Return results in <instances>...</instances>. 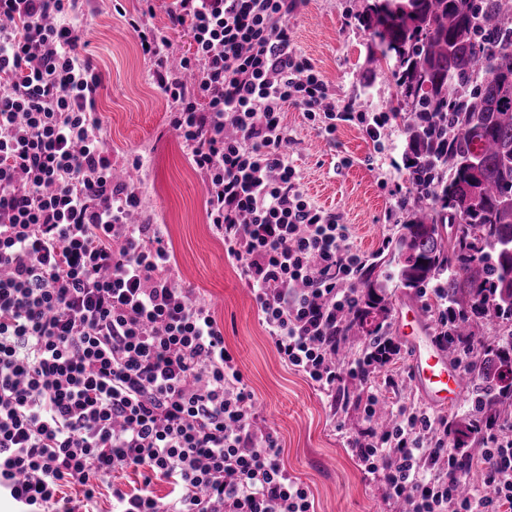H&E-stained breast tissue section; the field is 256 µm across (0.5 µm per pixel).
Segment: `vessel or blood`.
<instances>
[{"label":"vessel or blood","instance_id":"obj_1","mask_svg":"<svg viewBox=\"0 0 512 512\" xmlns=\"http://www.w3.org/2000/svg\"><path fill=\"white\" fill-rule=\"evenodd\" d=\"M426 331L427 322L420 306H407L400 335L412 350V382L433 406L449 407L458 400L465 378Z\"/></svg>","mask_w":512,"mask_h":512}]
</instances>
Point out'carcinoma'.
Masks as SVG:
<instances>
[{
	"mask_svg": "<svg viewBox=\"0 0 512 512\" xmlns=\"http://www.w3.org/2000/svg\"><path fill=\"white\" fill-rule=\"evenodd\" d=\"M348 20L378 39L368 64L394 61V112L406 134L408 196L394 250L404 288L448 277V359L464 361L473 386L463 422L449 433L482 441L512 415V340L465 352L479 323L512 327V0H351ZM456 233L444 236L446 225ZM362 272L359 308L341 327L382 335L389 297Z\"/></svg>",
	"mask_w": 512,
	"mask_h": 512,
	"instance_id": "obj_1",
	"label": "carcinoma"
}]
</instances>
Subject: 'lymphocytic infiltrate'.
<instances>
[{"label": "lymphocytic infiltrate", "instance_id": "f902f5d3", "mask_svg": "<svg viewBox=\"0 0 512 512\" xmlns=\"http://www.w3.org/2000/svg\"><path fill=\"white\" fill-rule=\"evenodd\" d=\"M303 4L175 0L169 29L148 24L150 5L127 23L281 361L327 398L351 384L366 393L367 426L348 447L383 500L512 512L511 438L486 434L484 485L459 494L447 417L371 390L400 352L394 339L373 362L337 354L368 259L304 195L284 107L320 133L349 124L376 144L393 117L339 103L297 53L288 21ZM88 5L0 0V498L15 512H97L102 484L131 469L143 484L112 486V512H314L276 435L257 433L211 309L175 278L166 226L132 220L142 197L115 180L95 112L102 77L78 24ZM179 27L195 50L174 67ZM156 477L172 486L166 498Z\"/></svg>", "mask_w": 512, "mask_h": 512}]
</instances>
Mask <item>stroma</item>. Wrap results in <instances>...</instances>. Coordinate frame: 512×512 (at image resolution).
I'll use <instances>...</instances> for the list:
<instances>
[{
	"instance_id": "1",
	"label": "stroma",
	"mask_w": 512,
	"mask_h": 512,
	"mask_svg": "<svg viewBox=\"0 0 512 512\" xmlns=\"http://www.w3.org/2000/svg\"><path fill=\"white\" fill-rule=\"evenodd\" d=\"M348 5V0H306L291 20L294 46L335 89L338 101H352L368 112L387 111L394 88L386 71L356 80L376 44L368 31L349 24ZM140 7L139 0H95L85 24L90 56L103 76L97 112L105 147L118 160L143 158L137 176L144 209L167 225L179 280L210 305L223 327L224 342L254 394L257 424L277 435L280 459L308 486L315 512H391L346 447L347 437L366 426L358 392L328 400L280 360L245 276L224 255L207 220L202 179L167 125L171 103L153 82L125 23ZM285 121L303 191L342 216L353 247L379 253L382 264L375 274L386 278L394 268L384 243L395 238L398 227L385 223L384 212L407 178L402 125L385 137L382 161L373 169L366 159L374 146L357 128L339 127L327 139L291 106Z\"/></svg>"
}]
</instances>
